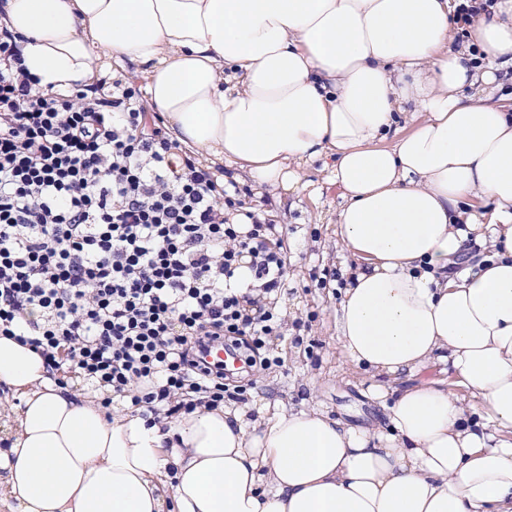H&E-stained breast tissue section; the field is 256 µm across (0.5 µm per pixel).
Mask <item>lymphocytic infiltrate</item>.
<instances>
[{
    "mask_svg": "<svg viewBox=\"0 0 512 512\" xmlns=\"http://www.w3.org/2000/svg\"><path fill=\"white\" fill-rule=\"evenodd\" d=\"M240 194L148 119L133 83L41 90L0 30L1 336L145 416L192 410L194 394L212 408L242 394L199 355L224 341L255 352L280 335L269 297L290 256Z\"/></svg>",
    "mask_w": 512,
    "mask_h": 512,
    "instance_id": "lymphocytic-infiltrate-1",
    "label": "lymphocytic infiltrate"
}]
</instances>
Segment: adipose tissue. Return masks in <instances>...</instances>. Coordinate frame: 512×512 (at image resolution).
Wrapping results in <instances>:
<instances>
[{"mask_svg": "<svg viewBox=\"0 0 512 512\" xmlns=\"http://www.w3.org/2000/svg\"><path fill=\"white\" fill-rule=\"evenodd\" d=\"M0 24L44 90L130 63L172 139L257 186L332 160L339 346L392 399L384 434L315 408L146 418L0 336L14 512H512V104L488 92L512 0H0ZM433 363L448 380L403 385Z\"/></svg>", "mask_w": 512, "mask_h": 512, "instance_id": "ef3b65f1", "label": "adipose tissue"}]
</instances>
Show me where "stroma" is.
<instances>
[{
	"label": "stroma",
	"instance_id": "stroma-1",
	"mask_svg": "<svg viewBox=\"0 0 512 512\" xmlns=\"http://www.w3.org/2000/svg\"><path fill=\"white\" fill-rule=\"evenodd\" d=\"M328 176L318 161L305 169L304 186L294 195L281 200L254 188L243 198L247 207L279 224L291 249L285 288L277 295L284 325L271 341L281 364L254 370L246 401L259 407L280 401L295 411L317 405L345 424L371 426L384 423L385 410L370 396L371 379L359 374L338 347L339 295L318 285L324 270L351 261L333 234L344 200Z\"/></svg>",
	"mask_w": 512,
	"mask_h": 512
}]
</instances>
